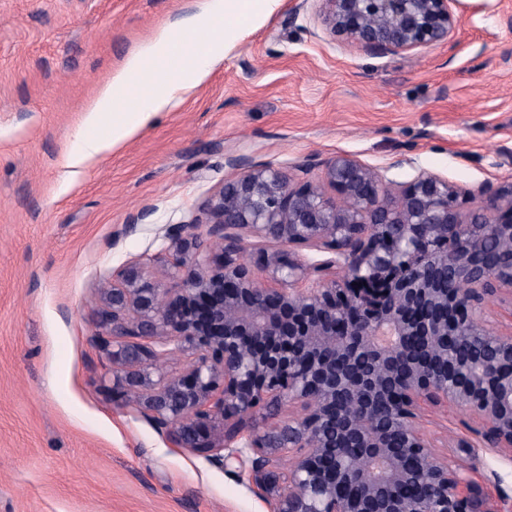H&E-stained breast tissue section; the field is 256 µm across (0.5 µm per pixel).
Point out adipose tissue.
<instances>
[{"instance_id":"obj_1","label":"adipose tissue","mask_w":512,"mask_h":512,"mask_svg":"<svg viewBox=\"0 0 512 512\" xmlns=\"http://www.w3.org/2000/svg\"><path fill=\"white\" fill-rule=\"evenodd\" d=\"M280 2L192 0L186 11L164 21L110 69L85 105L79 146L69 158L72 175L81 174L105 152L124 146L159 113L180 105L244 30L263 22ZM139 77L144 89L137 92L133 81Z\"/></svg>"}]
</instances>
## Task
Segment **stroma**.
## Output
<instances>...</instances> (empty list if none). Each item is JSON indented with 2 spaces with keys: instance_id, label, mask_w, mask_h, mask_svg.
<instances>
[{
  "instance_id": "stroma-1",
  "label": "stroma",
  "mask_w": 512,
  "mask_h": 512,
  "mask_svg": "<svg viewBox=\"0 0 512 512\" xmlns=\"http://www.w3.org/2000/svg\"><path fill=\"white\" fill-rule=\"evenodd\" d=\"M189 2L0 0V512H272L248 477L170 447L134 396L114 397L91 341L113 270L198 214L233 159L316 178L347 154L465 193L512 182V0H462L448 44L384 56L331 42L315 0H282L174 111L67 179L83 104ZM420 425L477 444L486 512H512V457L479 447L464 411Z\"/></svg>"
}]
</instances>
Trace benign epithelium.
I'll list each match as a JSON object with an SVG mask.
<instances>
[{"mask_svg": "<svg viewBox=\"0 0 512 512\" xmlns=\"http://www.w3.org/2000/svg\"><path fill=\"white\" fill-rule=\"evenodd\" d=\"M320 2L333 41L379 55L445 45L459 23L455 0ZM240 170L104 292L93 342L112 390L135 394L172 447L263 486L274 512H486L457 461L474 445L441 457L419 418L452 404L484 447L512 455V333L485 316L512 292V182L480 187L465 210L438 174L396 183L346 155L318 180L309 164L302 178ZM248 238L275 246L261 264L270 285L244 256ZM475 338L478 359L452 358ZM174 353L191 356L187 372H157ZM283 404L288 419L270 420Z\"/></svg>", "mask_w": 512, "mask_h": 512, "instance_id": "7a95c632", "label": "benign epithelium"}]
</instances>
